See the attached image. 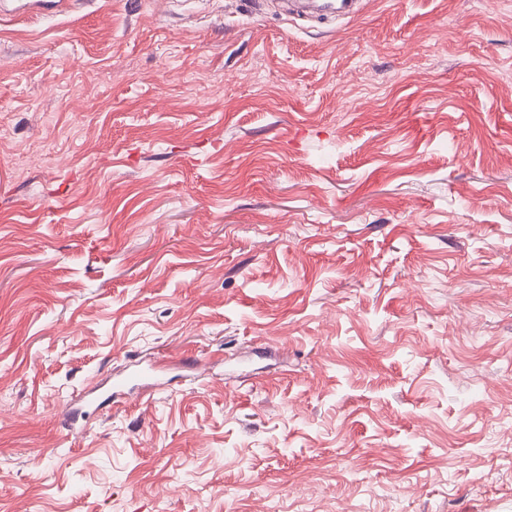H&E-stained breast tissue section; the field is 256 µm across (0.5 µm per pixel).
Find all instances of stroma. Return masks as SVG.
<instances>
[{
	"label": "stroma",
	"instance_id": "obj_1",
	"mask_svg": "<svg viewBox=\"0 0 512 512\" xmlns=\"http://www.w3.org/2000/svg\"><path fill=\"white\" fill-rule=\"evenodd\" d=\"M274 504L512 512V0L0 15V512Z\"/></svg>",
	"mask_w": 512,
	"mask_h": 512
}]
</instances>
